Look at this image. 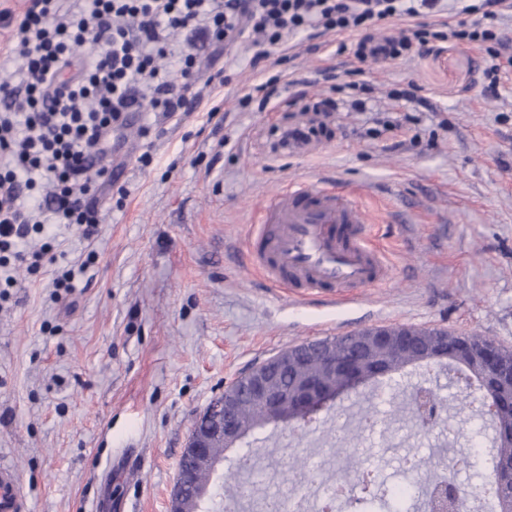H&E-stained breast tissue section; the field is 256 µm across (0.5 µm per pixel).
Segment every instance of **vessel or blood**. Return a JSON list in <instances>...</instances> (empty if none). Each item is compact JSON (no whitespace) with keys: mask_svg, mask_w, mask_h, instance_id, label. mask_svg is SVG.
I'll return each mask as SVG.
<instances>
[{"mask_svg":"<svg viewBox=\"0 0 512 512\" xmlns=\"http://www.w3.org/2000/svg\"><path fill=\"white\" fill-rule=\"evenodd\" d=\"M357 196L302 179L266 197L249 234L253 266L296 296L336 295L386 283L391 269L370 242ZM17 476L0 464V512H23Z\"/></svg>","mask_w":512,"mask_h":512,"instance_id":"1","label":"vessel or blood"}]
</instances>
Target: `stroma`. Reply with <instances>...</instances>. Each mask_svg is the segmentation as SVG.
Masks as SVG:
<instances>
[{"label":"stroma","instance_id":"obj_1","mask_svg":"<svg viewBox=\"0 0 512 512\" xmlns=\"http://www.w3.org/2000/svg\"><path fill=\"white\" fill-rule=\"evenodd\" d=\"M340 36L294 40L290 83L266 111L243 112L237 99L258 78L252 52L238 48L228 84L211 47L199 50L202 106L167 118L134 117L107 169L120 172L127 198L108 203L90 239L56 225L59 259L15 286L0 278V460L20 478L25 512H168L192 422L224 388L250 369L305 340L362 329L445 328L495 337L512 348V72L485 91L484 50L445 44L427 55L369 64L371 108H341L307 146L274 150L272 129L288 119L285 100L299 92L330 97L322 69L348 79ZM413 82L429 108L419 123L385 130L412 111L393 105V84ZM221 105V120L208 116ZM152 128L150 137L138 134ZM153 161L142 165L139 157ZM297 179L356 186L388 255L390 280L352 301L295 298L259 277L248 260V231L263 196ZM72 270L75 290L55 300L51 282ZM448 385L447 371H417L342 402L350 426L360 409L392 414L385 435L404 452L426 443L424 467L444 465L480 427L481 417L450 407L453 434L421 437L408 425L409 392L423 379ZM451 395L464 387H449ZM252 479L259 493L289 500L304 484L293 471L268 482L290 455H329L323 476L336 480V449L372 462L378 449L336 430L320 412L306 430H265Z\"/></svg>","mask_w":512,"mask_h":512}]
</instances>
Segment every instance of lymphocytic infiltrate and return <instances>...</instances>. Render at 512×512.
I'll use <instances>...</instances> for the list:
<instances>
[{
    "mask_svg": "<svg viewBox=\"0 0 512 512\" xmlns=\"http://www.w3.org/2000/svg\"><path fill=\"white\" fill-rule=\"evenodd\" d=\"M439 8L444 18L419 22L421 8ZM463 20H455V12ZM512 0H482L454 9L446 0H91L72 12L63 0H28L22 14L0 10L10 39L6 58L14 72L0 69V271L13 283V269L34 275L46 264L48 245H31L48 221L77 228L84 238L100 224L99 200L91 191L114 133L129 114L145 110L170 117L195 111L198 43L237 47L251 39L250 66L265 79L243 93L244 112L265 111L278 92L273 50L296 35L351 34L361 64L421 56L437 39L483 47L485 75L497 83L499 18ZM411 24L400 35L383 25ZM21 85H14V76ZM49 185L32 205L20 201L21 187Z\"/></svg>",
    "mask_w": 512,
    "mask_h": 512,
    "instance_id": "1",
    "label": "lymphocytic infiltrate"
}]
</instances>
